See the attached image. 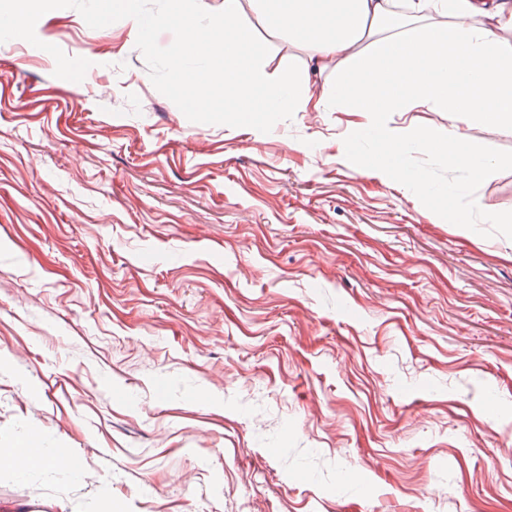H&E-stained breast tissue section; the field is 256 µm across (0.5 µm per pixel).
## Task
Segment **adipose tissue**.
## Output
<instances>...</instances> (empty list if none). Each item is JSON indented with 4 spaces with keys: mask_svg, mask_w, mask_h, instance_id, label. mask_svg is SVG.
I'll return each instance as SVG.
<instances>
[{
    "mask_svg": "<svg viewBox=\"0 0 512 512\" xmlns=\"http://www.w3.org/2000/svg\"><path fill=\"white\" fill-rule=\"evenodd\" d=\"M171 15L184 33L182 58L195 61L199 87L193 105L208 103V88L222 82L238 112H355L351 135L378 146L377 157H395L413 137L448 163L484 175V154L467 128L495 127L512 136V0H224L222 28L194 25L172 0ZM287 35L303 54L299 71L274 73L267 62H245L234 33L243 14ZM223 62L220 74L205 67ZM334 82L313 87L310 76L326 69ZM447 113L449 126H381L382 112ZM72 467L56 448L29 454L25 444L0 451V470L24 475L43 465Z\"/></svg>",
    "mask_w": 512,
    "mask_h": 512,
    "instance_id": "ef3b65f1",
    "label": "adipose tissue"
}]
</instances>
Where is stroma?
<instances>
[{"label":"stroma","instance_id":"1","mask_svg":"<svg viewBox=\"0 0 512 512\" xmlns=\"http://www.w3.org/2000/svg\"><path fill=\"white\" fill-rule=\"evenodd\" d=\"M35 31L91 66L0 43V445L77 475L2 470L0 512H512V137L469 130L481 178L406 139L382 180L354 113L194 123L125 22ZM32 440L20 442L8 452L0 451V470L7 469L18 475H26L30 471L42 466L55 464L64 470H73L72 460L68 453L62 454L59 448L40 446L38 454L30 455L26 447H30Z\"/></svg>","mask_w":512,"mask_h":512}]
</instances>
